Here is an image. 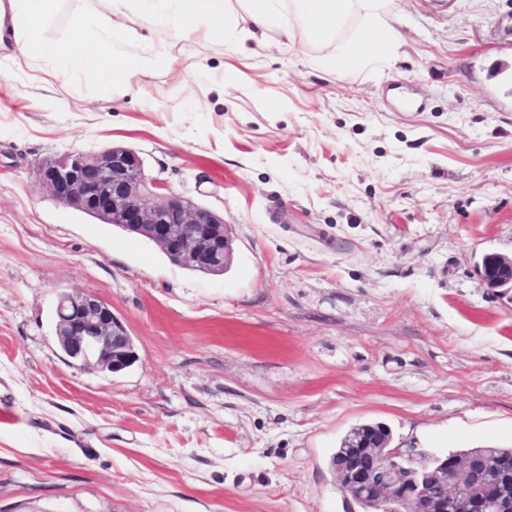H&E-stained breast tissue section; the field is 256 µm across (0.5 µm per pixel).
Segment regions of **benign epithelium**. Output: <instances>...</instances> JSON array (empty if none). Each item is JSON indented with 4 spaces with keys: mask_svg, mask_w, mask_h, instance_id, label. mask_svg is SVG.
Listing matches in <instances>:
<instances>
[{
    "mask_svg": "<svg viewBox=\"0 0 512 512\" xmlns=\"http://www.w3.org/2000/svg\"><path fill=\"white\" fill-rule=\"evenodd\" d=\"M36 187L59 204L155 243L190 271L222 275L232 255L231 225L212 209L150 177L137 151L112 145L49 158L35 171ZM494 288H512V257L486 253L478 264ZM55 337L67 357L112 374L137 354L112 307L84 291H62ZM383 423L352 428L330 461L344 490L371 512H512V452L473 448L416 463L391 447Z\"/></svg>",
    "mask_w": 512,
    "mask_h": 512,
    "instance_id": "benign-epithelium-1",
    "label": "benign epithelium"
}]
</instances>
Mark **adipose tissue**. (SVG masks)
<instances>
[{"instance_id": "adipose-tissue-1", "label": "adipose tissue", "mask_w": 512, "mask_h": 512, "mask_svg": "<svg viewBox=\"0 0 512 512\" xmlns=\"http://www.w3.org/2000/svg\"><path fill=\"white\" fill-rule=\"evenodd\" d=\"M58 0H0V47L8 46V59H38L53 65L78 53L81 67L93 74L102 92L121 82L131 58L115 46L117 37L131 36L130 13L152 16L186 37L204 31L209 41L233 45L257 40L259 34L277 27L289 42L299 33L323 40L335 34L351 18L360 17L361 34L348 47L332 51L336 69L348 68L352 57L377 63L391 53L398 39L391 26L390 0H247L248 22L240 24L230 0H95L88 19L89 34L79 47L47 39L45 18Z\"/></svg>"}]
</instances>
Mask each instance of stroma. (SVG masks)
Instances as JSON below:
<instances>
[{"instance_id":"35a3bbf8","label":"stroma","mask_w":512,"mask_h":512,"mask_svg":"<svg viewBox=\"0 0 512 512\" xmlns=\"http://www.w3.org/2000/svg\"><path fill=\"white\" fill-rule=\"evenodd\" d=\"M88 0L48 38L80 44ZM390 61L308 39H177L104 97L74 63L0 70V512H365L329 460L381 422L415 460L512 448V0H393ZM136 150L223 215V275L35 188L43 159ZM109 304L111 374L54 335L60 290ZM483 280L494 288H512V257L486 253L478 264Z\"/></svg>"}]
</instances>
